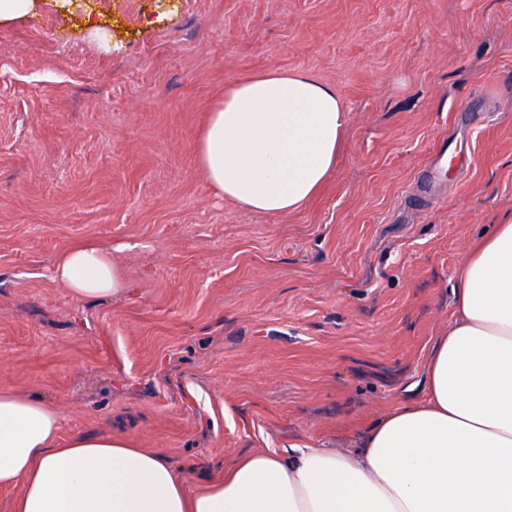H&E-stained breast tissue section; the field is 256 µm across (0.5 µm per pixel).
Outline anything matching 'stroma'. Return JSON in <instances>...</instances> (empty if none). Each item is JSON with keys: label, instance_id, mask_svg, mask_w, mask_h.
Masks as SVG:
<instances>
[{"label": "stroma", "instance_id": "obj_1", "mask_svg": "<svg viewBox=\"0 0 512 512\" xmlns=\"http://www.w3.org/2000/svg\"><path fill=\"white\" fill-rule=\"evenodd\" d=\"M270 69L347 111L329 180L280 215L215 196L195 151L225 87ZM446 139L467 167L422 196ZM506 211L512 0H39L0 21V386L189 485L254 448L356 447L421 397L466 245ZM85 241L113 248L118 294L51 280Z\"/></svg>", "mask_w": 512, "mask_h": 512}]
</instances>
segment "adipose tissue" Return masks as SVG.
I'll return each instance as SVG.
<instances>
[{"label":"adipose tissue","instance_id":"adipose-tissue-1","mask_svg":"<svg viewBox=\"0 0 512 512\" xmlns=\"http://www.w3.org/2000/svg\"><path fill=\"white\" fill-rule=\"evenodd\" d=\"M345 124L335 87L271 70L225 88L198 163L225 200L292 212L332 174ZM50 276L79 298L123 286L93 242L65 249ZM452 302L422 397L385 411L360 447L259 448L192 489L166 454L63 437L57 408L1 387L0 487H21L15 512H512V213L471 243Z\"/></svg>","mask_w":512,"mask_h":512}]
</instances>
